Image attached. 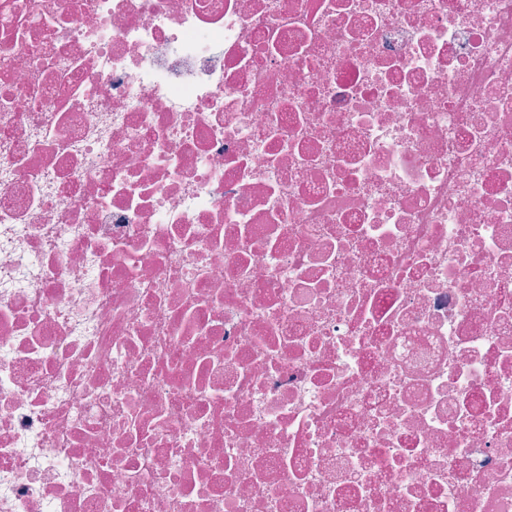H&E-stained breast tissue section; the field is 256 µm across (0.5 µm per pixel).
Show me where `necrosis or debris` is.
I'll return each mask as SVG.
<instances>
[{
    "label": "necrosis or debris",
    "instance_id": "necrosis-or-debris-1",
    "mask_svg": "<svg viewBox=\"0 0 512 512\" xmlns=\"http://www.w3.org/2000/svg\"><path fill=\"white\" fill-rule=\"evenodd\" d=\"M0 512H512V0H0Z\"/></svg>",
    "mask_w": 512,
    "mask_h": 512
}]
</instances>
